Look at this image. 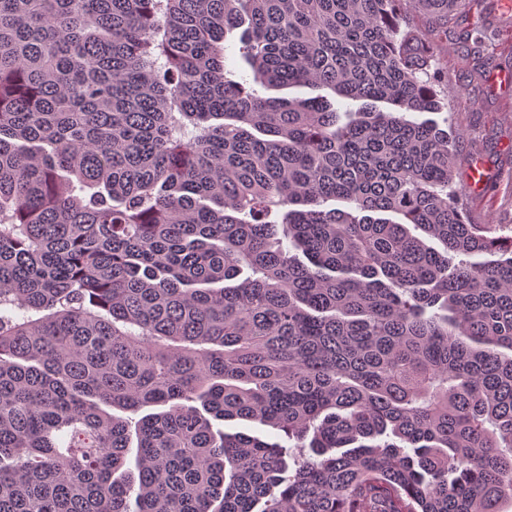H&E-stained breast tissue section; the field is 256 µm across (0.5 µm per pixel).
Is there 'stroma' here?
<instances>
[{
  "instance_id": "stroma-1",
  "label": "stroma",
  "mask_w": 512,
  "mask_h": 512,
  "mask_svg": "<svg viewBox=\"0 0 512 512\" xmlns=\"http://www.w3.org/2000/svg\"><path fill=\"white\" fill-rule=\"evenodd\" d=\"M444 46L448 106L434 119L458 136L460 184H467L472 161L486 174L481 191L466 194V218L511 235L512 0H476L449 23Z\"/></svg>"
}]
</instances>
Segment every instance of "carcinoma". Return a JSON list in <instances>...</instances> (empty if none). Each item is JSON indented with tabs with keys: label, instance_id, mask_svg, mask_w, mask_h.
Instances as JSON below:
<instances>
[{
	"label": "carcinoma",
	"instance_id": "carcinoma-1",
	"mask_svg": "<svg viewBox=\"0 0 512 512\" xmlns=\"http://www.w3.org/2000/svg\"><path fill=\"white\" fill-rule=\"evenodd\" d=\"M470 3L0 0V512H502L512 236L404 116ZM216 428H223L224 430L229 432H243L245 434L251 435V436H258L262 439L269 440L271 437V431L268 427L262 426L258 423H251L246 421H216L214 423Z\"/></svg>",
	"mask_w": 512,
	"mask_h": 512
}]
</instances>
